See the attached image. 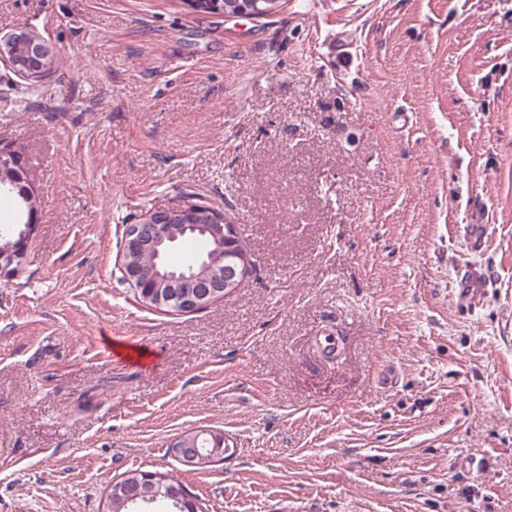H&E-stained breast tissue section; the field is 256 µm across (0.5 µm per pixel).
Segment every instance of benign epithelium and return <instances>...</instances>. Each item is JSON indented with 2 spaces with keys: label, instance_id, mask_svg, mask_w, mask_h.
Instances as JSON below:
<instances>
[{
  "label": "benign epithelium",
  "instance_id": "obj_1",
  "mask_svg": "<svg viewBox=\"0 0 512 512\" xmlns=\"http://www.w3.org/2000/svg\"><path fill=\"white\" fill-rule=\"evenodd\" d=\"M55 56L53 46L36 33L21 30L0 40V58L11 63L19 75L29 79L40 77L51 65ZM23 176L19 157L12 151H0V183H13ZM37 210H32L27 223L15 232V238L0 246V274L9 273L26 260V243L36 224ZM204 215L187 206L172 209L150 210L140 222L129 224L125 230L121 268L127 283L143 290V299L154 309L169 307L177 298L182 302V312L196 313L224 299L237 287L236 272L224 271L222 258L217 252L182 265H170L167 255L176 239L169 234V224L178 222L183 233L203 232L212 242L224 246L236 234L235 224L222 212L210 214V223L204 224ZM150 250L161 266L146 271L140 253ZM201 432L195 431L180 439L179 452L198 464H210L224 458V449L216 447L207 452L197 448ZM150 502L166 500L170 492L164 482L153 474H146L129 484L123 501L130 502L141 496Z\"/></svg>",
  "mask_w": 512,
  "mask_h": 512
}]
</instances>
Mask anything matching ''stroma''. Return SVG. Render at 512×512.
<instances>
[{
  "label": "stroma",
  "mask_w": 512,
  "mask_h": 512,
  "mask_svg": "<svg viewBox=\"0 0 512 512\" xmlns=\"http://www.w3.org/2000/svg\"><path fill=\"white\" fill-rule=\"evenodd\" d=\"M27 28L56 54L0 65L38 209L0 274V512H107L136 469L203 512H512V0H0ZM191 199L256 270L150 309L125 227ZM189 429L236 455L181 465ZM37 210L33 209L27 223L15 232L16 239H10L0 247V274L9 273L20 267L26 260V243L36 224Z\"/></svg>",
  "instance_id": "1"
}]
</instances>
